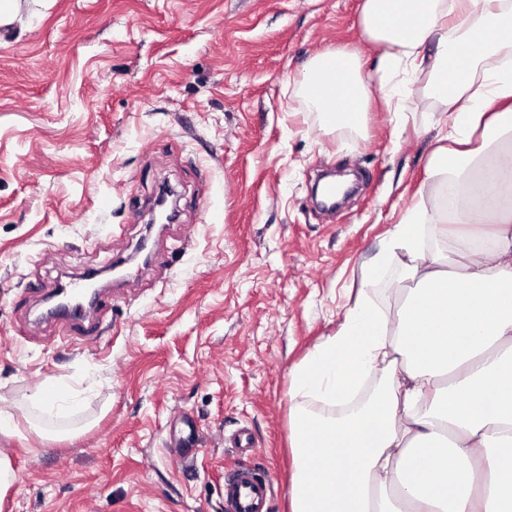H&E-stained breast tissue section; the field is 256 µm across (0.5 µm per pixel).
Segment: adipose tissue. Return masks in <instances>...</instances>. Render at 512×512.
Here are the masks:
<instances>
[{"mask_svg": "<svg viewBox=\"0 0 512 512\" xmlns=\"http://www.w3.org/2000/svg\"><path fill=\"white\" fill-rule=\"evenodd\" d=\"M359 25L376 60L317 55L306 111L362 130L374 83L398 112L426 68L437 144L338 332L288 373L291 512H512V0H364ZM392 261L390 315L367 292ZM375 371L380 390L341 419L300 404L348 401Z\"/></svg>", "mask_w": 512, "mask_h": 512, "instance_id": "adipose-tissue-1", "label": "adipose tissue"}]
</instances>
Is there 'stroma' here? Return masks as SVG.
I'll list each match as a JSON object with an SVG mask.
<instances>
[{
  "label": "stroma",
  "mask_w": 512,
  "mask_h": 512,
  "mask_svg": "<svg viewBox=\"0 0 512 512\" xmlns=\"http://www.w3.org/2000/svg\"><path fill=\"white\" fill-rule=\"evenodd\" d=\"M362 2L30 0L0 30V404L33 420L0 435V512H226L241 464L290 512L288 372L417 203L439 109L423 72L398 115L374 88L361 133L305 111L310 59L374 58ZM323 169L360 178L333 213ZM163 182L179 219L151 228ZM120 261L89 318H40L61 271Z\"/></svg>",
  "instance_id": "1"
}]
</instances>
